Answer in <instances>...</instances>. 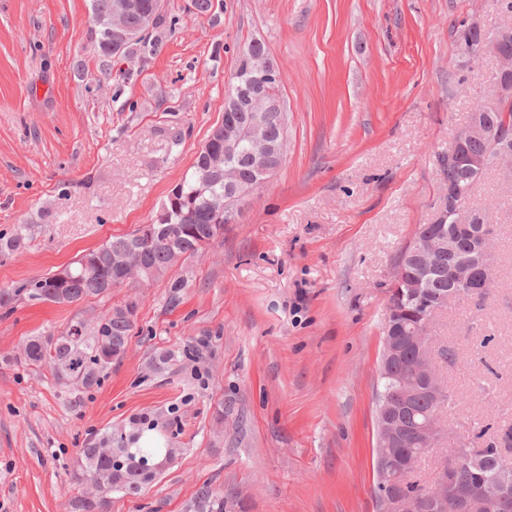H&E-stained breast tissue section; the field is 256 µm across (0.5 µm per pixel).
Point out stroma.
<instances>
[{
    "label": "stroma",
    "mask_w": 512,
    "mask_h": 512,
    "mask_svg": "<svg viewBox=\"0 0 512 512\" xmlns=\"http://www.w3.org/2000/svg\"><path fill=\"white\" fill-rule=\"evenodd\" d=\"M167 0V22L101 61L90 0H0V288L56 270L150 223L189 171L240 47L266 44L287 115L282 166L201 257L150 285L70 306L0 308V512H73L78 451L149 414L179 454L108 512H186L210 483L224 512H379L376 396L387 288L447 184V153L496 61L465 25L512 23L505 0ZM180 133L172 145L171 133ZM512 180L491 169L494 281L433 321L436 366L461 402L415 474L476 433L512 427ZM135 299L136 327L101 385L71 391L15 363L33 336ZM163 350L177 360L163 372Z\"/></svg>",
    "instance_id": "35a3bbf8"
}]
</instances>
